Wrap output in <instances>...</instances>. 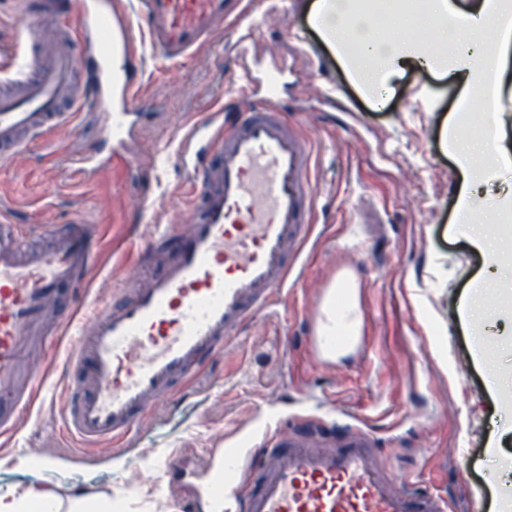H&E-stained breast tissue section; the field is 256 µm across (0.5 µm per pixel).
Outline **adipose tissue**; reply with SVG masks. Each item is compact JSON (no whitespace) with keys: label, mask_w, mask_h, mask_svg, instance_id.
<instances>
[{"label":"adipose tissue","mask_w":512,"mask_h":512,"mask_svg":"<svg viewBox=\"0 0 512 512\" xmlns=\"http://www.w3.org/2000/svg\"><path fill=\"white\" fill-rule=\"evenodd\" d=\"M419 13L430 27L429 36L410 37L406 16ZM312 27L335 54L350 80L367 95L389 89L397 76L410 68L452 74L478 94L489 135L471 143L461 127L470 108L462 99L448 119L445 142L461 172L457 213L470 223L466 235L479 251L495 255L471 216L478 211H512V193L492 195L485 187L501 165L512 166V151L499 134L500 99L512 89V69L506 65L512 49V0H474L466 9L455 0H400L388 17L370 19L354 0H314ZM497 34L482 38L484 30ZM0 512H132L126 500L106 495L60 501L54 494L27 486L0 493Z\"/></svg>","instance_id":"adipose-tissue-1"}]
</instances>
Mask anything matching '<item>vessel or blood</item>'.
<instances>
[{
  "label": "vessel or blood",
  "instance_id": "obj_1",
  "mask_svg": "<svg viewBox=\"0 0 512 512\" xmlns=\"http://www.w3.org/2000/svg\"><path fill=\"white\" fill-rule=\"evenodd\" d=\"M243 0H23L24 63L0 91V160L27 151L65 116L95 109L107 155L69 163L73 179L129 168L143 82L136 39L167 61L207 45ZM234 120L215 107L182 127L177 160L190 186L186 226H156L135 251L140 276L87 314L55 315L59 288L97 264L83 215L46 229L47 248L18 230L0 240V436L12 434L40 390L20 384L30 338L74 332L61 429L77 451L125 445L140 419L223 354L243 326L269 311L297 277L316 236L313 145L281 115L274 84L247 91ZM364 438L317 448L302 431L270 439L257 461L225 450L204 495L224 512H449L433 493L398 488Z\"/></svg>",
  "mask_w": 512,
  "mask_h": 512
}]
</instances>
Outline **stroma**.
<instances>
[{"instance_id": "1", "label": "stroma", "mask_w": 512, "mask_h": 512, "mask_svg": "<svg viewBox=\"0 0 512 512\" xmlns=\"http://www.w3.org/2000/svg\"><path fill=\"white\" fill-rule=\"evenodd\" d=\"M313 0H245L242 20L192 58L168 63L148 53L141 100L148 118L135 136L136 166L71 181L70 157L108 153L94 113L75 115L0 166V211L38 232L78 212L96 225L99 256L84 290L87 307L109 299L132 270L130 251L158 224H186L185 179L176 132L236 89L238 28L250 32L257 84L272 67L288 118L315 149L314 221L319 235L287 296L247 324L221 359L148 413L127 447L77 453L59 435L67 390L68 340L47 347L39 369L49 393L0 443V491L23 484L66 500L122 496L133 512H179L194 485L172 484L162 467L174 453L202 472L210 454L290 424L325 444L367 436L394 478L447 498L453 512H502L497 476L512 472V231L481 219L498 244L495 261L451 230L461 175L442 131L465 87L423 69L396 77L384 106L349 80L308 23ZM21 0H0V69L22 60ZM494 268L503 287L485 294L493 326L469 323L461 305L474 280ZM353 279L359 335L348 353L317 356L312 338L331 288ZM31 457L15 468L17 452Z\"/></svg>"}]
</instances>
